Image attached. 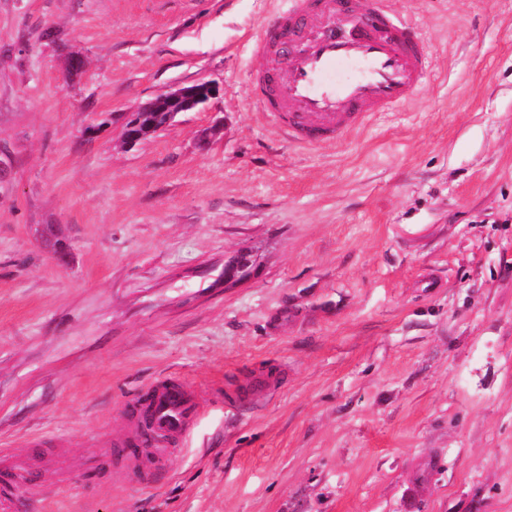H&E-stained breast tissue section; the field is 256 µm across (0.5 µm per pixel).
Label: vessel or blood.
I'll use <instances>...</instances> for the list:
<instances>
[{
	"label": "vessel or blood",
	"mask_w": 512,
	"mask_h": 512,
	"mask_svg": "<svg viewBox=\"0 0 512 512\" xmlns=\"http://www.w3.org/2000/svg\"><path fill=\"white\" fill-rule=\"evenodd\" d=\"M253 50L267 58L253 79L257 105L303 146L339 139L370 113L405 105L428 69L420 27L388 0H369L360 12L352 0H288L272 12ZM126 412L151 432L136 437L128 469L113 470L105 455L86 464L146 488L192 437L201 407L181 379L169 377L147 383ZM47 494L40 467L0 448V512H11L20 497Z\"/></svg>",
	"instance_id": "b4317fda"
}]
</instances>
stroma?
Here are the masks:
<instances>
[{"label":"stroma","instance_id":"35a3bbf8","mask_svg":"<svg viewBox=\"0 0 512 512\" xmlns=\"http://www.w3.org/2000/svg\"><path fill=\"white\" fill-rule=\"evenodd\" d=\"M273 2L0 0V448L58 459L20 512H512V0H391L422 87L309 148L252 96ZM169 376L158 487L72 471ZM220 93V87L213 82H200L190 86L181 87L174 92L160 94L137 108L133 113L136 120L141 112H165L167 116L163 120L153 121L154 116H143L140 131L144 139L156 133L157 128L163 124L162 128L168 126L174 121L180 112H188L205 104L211 98Z\"/></svg>","mask_w":512,"mask_h":512}]
</instances>
